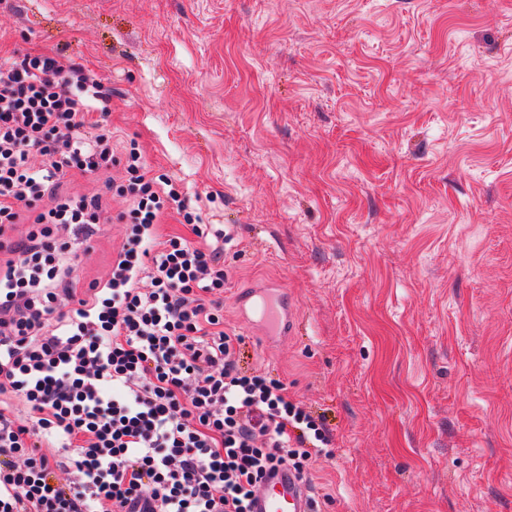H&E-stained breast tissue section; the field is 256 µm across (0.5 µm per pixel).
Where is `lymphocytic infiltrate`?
Masks as SVG:
<instances>
[{
  "instance_id": "lymphocytic-infiltrate-1",
  "label": "lymphocytic infiltrate",
  "mask_w": 512,
  "mask_h": 512,
  "mask_svg": "<svg viewBox=\"0 0 512 512\" xmlns=\"http://www.w3.org/2000/svg\"><path fill=\"white\" fill-rule=\"evenodd\" d=\"M110 115L83 67L0 54V512H250L265 476H304L330 430L239 366L220 302L232 229L200 223L136 145L115 152ZM117 165L97 193L57 190ZM108 194L128 202L114 219ZM113 220L106 279L78 289L81 244Z\"/></svg>"
}]
</instances>
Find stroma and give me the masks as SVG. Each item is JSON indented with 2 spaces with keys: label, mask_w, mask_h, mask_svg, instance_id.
<instances>
[{
  "label": "stroma",
  "mask_w": 512,
  "mask_h": 512,
  "mask_svg": "<svg viewBox=\"0 0 512 512\" xmlns=\"http://www.w3.org/2000/svg\"><path fill=\"white\" fill-rule=\"evenodd\" d=\"M0 45L91 70L233 226L224 324L330 422L321 512H512V0H0ZM272 285L300 334L238 307Z\"/></svg>",
  "instance_id": "1"
}]
</instances>
